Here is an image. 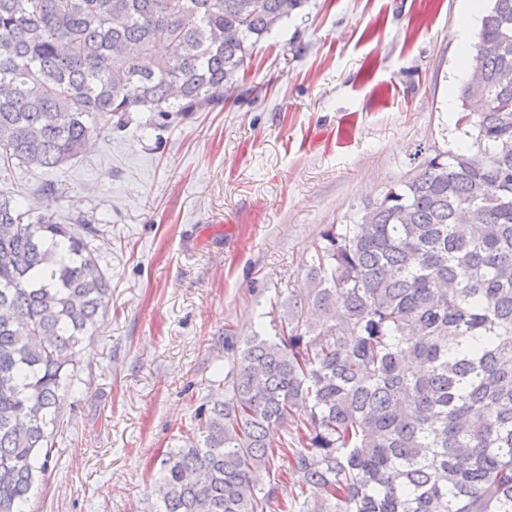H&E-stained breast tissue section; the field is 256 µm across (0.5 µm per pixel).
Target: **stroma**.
Returning <instances> with one entry per match:
<instances>
[{
  "mask_svg": "<svg viewBox=\"0 0 512 512\" xmlns=\"http://www.w3.org/2000/svg\"><path fill=\"white\" fill-rule=\"evenodd\" d=\"M482 15L461 0H308L201 112H133L68 164L57 194L0 166V193L96 225L111 281L32 512H150L160 462L222 394L238 344L274 333L321 233L456 148L448 99Z\"/></svg>",
  "mask_w": 512,
  "mask_h": 512,
  "instance_id": "obj_1",
  "label": "stroma"
}]
</instances>
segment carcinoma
Instances as JSON below:
<instances>
[{
  "mask_svg": "<svg viewBox=\"0 0 512 512\" xmlns=\"http://www.w3.org/2000/svg\"><path fill=\"white\" fill-rule=\"evenodd\" d=\"M304 5L0 0V161L57 176L130 112L198 111ZM459 100L457 148L321 233L288 322L243 339L162 458L155 512H512V0H489ZM96 235L0 195V512L50 467L106 313ZM281 455L286 497L261 480Z\"/></svg>",
  "mask_w": 512,
  "mask_h": 512,
  "instance_id": "1",
  "label": "carcinoma"
}]
</instances>
